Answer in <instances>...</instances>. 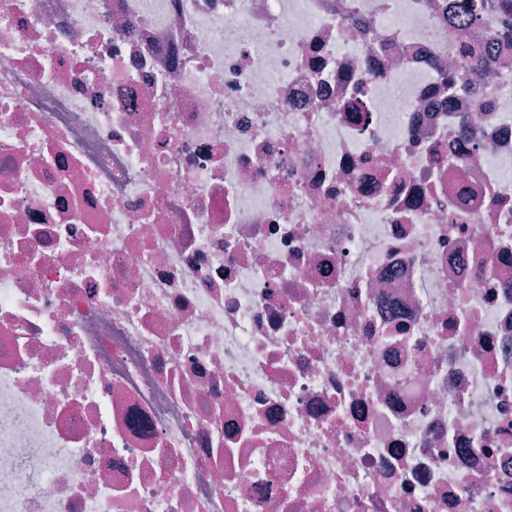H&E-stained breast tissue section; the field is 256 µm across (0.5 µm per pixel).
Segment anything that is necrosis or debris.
<instances>
[{
    "mask_svg": "<svg viewBox=\"0 0 512 512\" xmlns=\"http://www.w3.org/2000/svg\"><path fill=\"white\" fill-rule=\"evenodd\" d=\"M0 0V512H512V0ZM460 39L470 60L466 75L470 78H477L482 72V62L486 55L487 43L481 40H472L468 35H461Z\"/></svg>",
    "mask_w": 512,
    "mask_h": 512,
    "instance_id": "4bbe7bcc",
    "label": "necrosis or debris"
}]
</instances>
